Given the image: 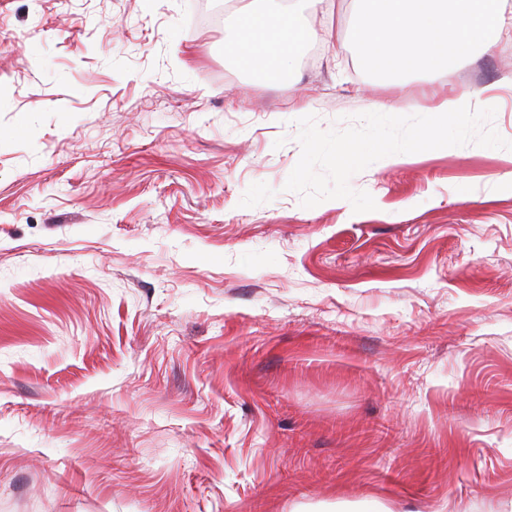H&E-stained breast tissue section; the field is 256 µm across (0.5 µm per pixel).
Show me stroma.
I'll list each match as a JSON object with an SVG mask.
<instances>
[{"instance_id":"obj_1","label":"stroma","mask_w":512,"mask_h":512,"mask_svg":"<svg viewBox=\"0 0 512 512\" xmlns=\"http://www.w3.org/2000/svg\"><path fill=\"white\" fill-rule=\"evenodd\" d=\"M219 3L0 0V512H512V35L394 83L234 0L312 32L259 80ZM481 92L477 90L464 91L448 96L432 105L421 107L417 112H428L434 117L433 125H438V120L444 118L448 123V114L469 116L477 111V103ZM426 137L421 140L391 138L377 158L382 162H395L406 158L415 148L430 144Z\"/></svg>"}]
</instances>
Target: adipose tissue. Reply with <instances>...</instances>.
<instances>
[{
  "label": "adipose tissue",
  "instance_id": "1",
  "mask_svg": "<svg viewBox=\"0 0 512 512\" xmlns=\"http://www.w3.org/2000/svg\"><path fill=\"white\" fill-rule=\"evenodd\" d=\"M224 26L229 32L225 43L227 50L240 67L260 77L279 71L285 65L288 53L310 36L290 12L228 15L224 18ZM479 96V91H464L429 105L427 111L437 119L455 115L457 121L449 130V138L461 143L469 136L467 117L476 111Z\"/></svg>",
  "mask_w": 512,
  "mask_h": 512
}]
</instances>
